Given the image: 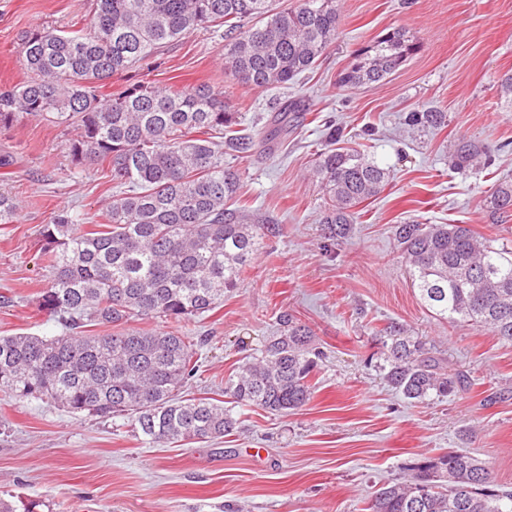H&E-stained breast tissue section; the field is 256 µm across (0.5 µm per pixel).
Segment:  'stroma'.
I'll list each match as a JSON object with an SVG mask.
<instances>
[{"instance_id": "1", "label": "stroma", "mask_w": 512, "mask_h": 512, "mask_svg": "<svg viewBox=\"0 0 512 512\" xmlns=\"http://www.w3.org/2000/svg\"><path fill=\"white\" fill-rule=\"evenodd\" d=\"M340 34L288 87L257 88L224 68V34L207 32L172 44L158 62L115 76L112 91L144 81L189 92L221 91L246 130L291 97L309 110L271 150H228L225 167L240 174V204L279 228L214 311L180 322L133 318L132 328L178 331L198 344L199 370L186 397L224 400V380L292 315L314 333L326 358L310 400L271 415L238 409V427L216 440L154 446L131 418L71 413L0 391V497L39 502V512H363L383 483L408 465L455 448L512 489V342L488 328L431 316L413 288L395 238L397 224H464L494 245L512 248V217L485 204L497 180L512 176V109L501 81L512 74V0H339ZM92 0H0V88L22 82V33L43 24L86 25ZM394 27L420 45L381 83L340 86L358 49ZM437 110V128L404 124L408 112ZM341 125L349 147L390 173L379 194L355 208L351 235L325 248L320 218L328 198L310 170L326 147L327 124ZM64 130L49 122L0 128V191L22 203L0 224V336H55L39 312L47 272L39 232L67 205L86 224L106 221L112 192L107 166L69 175ZM473 139L494 163L461 174L449 165L454 145ZM398 326L422 338L448 370L468 374L466 391L414 403L389 387L381 343Z\"/></svg>"}]
</instances>
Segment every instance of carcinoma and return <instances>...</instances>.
I'll return each mask as SVG.
<instances>
[{
    "label": "carcinoma",
    "mask_w": 512,
    "mask_h": 512,
    "mask_svg": "<svg viewBox=\"0 0 512 512\" xmlns=\"http://www.w3.org/2000/svg\"><path fill=\"white\" fill-rule=\"evenodd\" d=\"M226 27L224 67L241 83L277 87L310 70L336 41V0H94L86 27L74 35L36 25L20 38L28 77L0 90V126L50 121L70 131L63 148L76 177L108 164L114 192L107 223L82 228L81 214L53 212L41 231L48 282L39 311L63 326L58 336H0V389L19 399L47 400L101 418L135 416L150 444L222 437L238 424L224 402L183 399L197 362L186 338L124 327L128 319L181 321L210 312L240 282L273 224L243 207L224 168V149L240 154L273 142L288 114L308 111L294 99L273 112L259 138L224 132L238 113L221 91H162L136 81L105 92L112 76L158 57L173 42ZM415 37L394 28L360 48L340 76L344 87L378 83L416 54ZM412 127L439 125L441 112H410ZM485 148L461 140L452 167L476 173L490 164ZM314 174L329 198L325 246L352 232V208L376 196L389 178L353 149H328ZM494 214L512 212V178L486 198ZM18 205L0 193V224ZM395 234L409 275L429 312L451 324H479L512 341V249L478 239L464 224H399ZM255 361L228 376L224 394L241 406L278 415L303 406L322 352L313 332L292 318ZM107 325L112 332L89 333ZM386 382L405 398L456 394L466 376L445 369L421 339L391 329L383 337ZM401 481L385 484L367 512H512V491L497 489L479 458L451 450L425 457Z\"/></svg>",
    "instance_id": "obj_1"
}]
</instances>
